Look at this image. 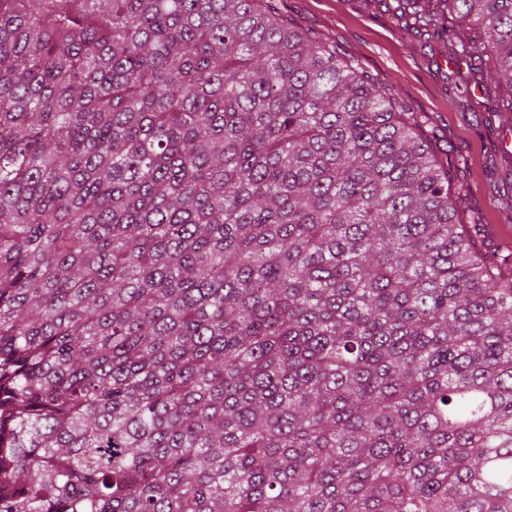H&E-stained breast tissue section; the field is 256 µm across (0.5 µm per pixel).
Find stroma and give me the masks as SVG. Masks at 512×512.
<instances>
[{
	"instance_id": "stroma-1",
	"label": "stroma",
	"mask_w": 512,
	"mask_h": 512,
	"mask_svg": "<svg viewBox=\"0 0 512 512\" xmlns=\"http://www.w3.org/2000/svg\"><path fill=\"white\" fill-rule=\"evenodd\" d=\"M278 8L314 40L335 45L341 57L358 61L395 91L433 155L450 164L462 222L483 224V253L512 257V221L505 210L512 154L500 148L504 118L494 110L497 89L481 86L477 71L453 47L410 38L378 0H278ZM461 86L476 99L474 111L453 105Z\"/></svg>"
}]
</instances>
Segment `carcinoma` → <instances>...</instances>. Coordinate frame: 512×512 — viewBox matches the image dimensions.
Here are the masks:
<instances>
[{"instance_id":"1","label":"carcinoma","mask_w":512,"mask_h":512,"mask_svg":"<svg viewBox=\"0 0 512 512\" xmlns=\"http://www.w3.org/2000/svg\"><path fill=\"white\" fill-rule=\"evenodd\" d=\"M275 2L0 0V512H512V272Z\"/></svg>"}]
</instances>
